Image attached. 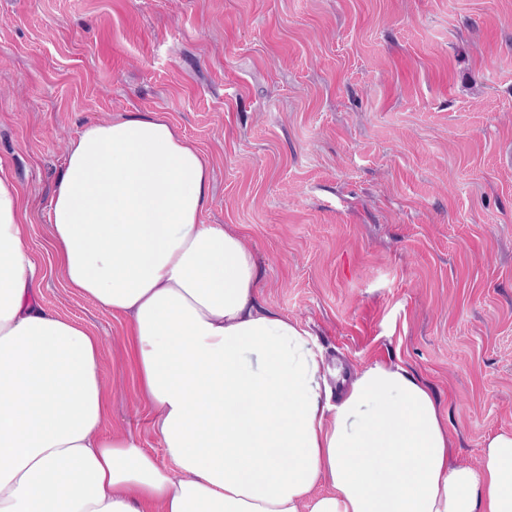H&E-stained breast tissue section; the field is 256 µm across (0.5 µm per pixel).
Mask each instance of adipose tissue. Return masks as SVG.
Masks as SVG:
<instances>
[{
	"mask_svg": "<svg viewBox=\"0 0 512 512\" xmlns=\"http://www.w3.org/2000/svg\"><path fill=\"white\" fill-rule=\"evenodd\" d=\"M211 169L163 116L84 127L48 234L66 286L127 321L169 466L106 433L100 340L36 302L0 168V512H512V433L448 462L429 389L374 363L339 400L309 332L259 304L252 251L205 224Z\"/></svg>",
	"mask_w": 512,
	"mask_h": 512,
	"instance_id": "adipose-tissue-1",
	"label": "adipose tissue"
}]
</instances>
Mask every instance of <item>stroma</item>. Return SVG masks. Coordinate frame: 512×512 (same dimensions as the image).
I'll use <instances>...</instances> for the list:
<instances>
[{"instance_id": "stroma-1", "label": "stroma", "mask_w": 512, "mask_h": 512, "mask_svg": "<svg viewBox=\"0 0 512 512\" xmlns=\"http://www.w3.org/2000/svg\"><path fill=\"white\" fill-rule=\"evenodd\" d=\"M152 112L333 390L406 368L455 463L512 433V0H0V165L38 301L102 337L104 428L162 463L126 321L66 287L47 233L68 141Z\"/></svg>"}]
</instances>
